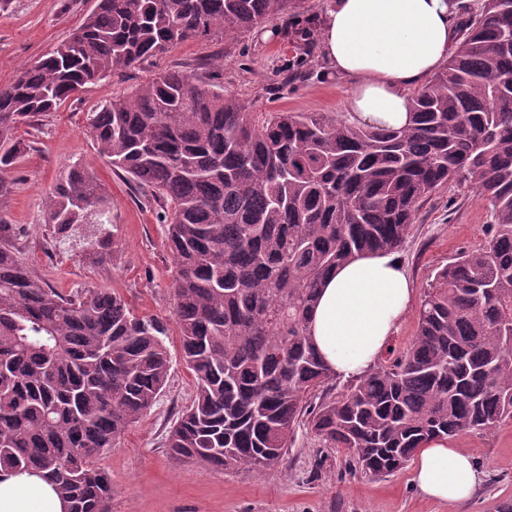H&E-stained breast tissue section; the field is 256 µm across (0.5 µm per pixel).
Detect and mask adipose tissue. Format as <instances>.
<instances>
[{
  "mask_svg": "<svg viewBox=\"0 0 512 512\" xmlns=\"http://www.w3.org/2000/svg\"><path fill=\"white\" fill-rule=\"evenodd\" d=\"M456 0H328L320 50L329 70L349 80L353 123L399 129L412 121V90L448 61L456 39ZM414 297L403 264L389 251L355 256L323 280L311 313L312 341L341 379L367 374L389 345ZM482 480L472 456L449 438L419 448L415 486L448 503L469 499ZM36 473L0 480V512H64Z\"/></svg>",
  "mask_w": 512,
  "mask_h": 512,
  "instance_id": "ef3b65f1",
  "label": "adipose tissue"
}]
</instances>
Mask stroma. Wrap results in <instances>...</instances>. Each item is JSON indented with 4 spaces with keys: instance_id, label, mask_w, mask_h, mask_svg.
<instances>
[{
    "instance_id": "obj_1",
    "label": "stroma",
    "mask_w": 512,
    "mask_h": 512,
    "mask_svg": "<svg viewBox=\"0 0 512 512\" xmlns=\"http://www.w3.org/2000/svg\"><path fill=\"white\" fill-rule=\"evenodd\" d=\"M93 0H6L0 7V87L16 72L66 40ZM326 0H290L286 14L251 32L188 40L122 75L87 85L80 101L65 103L18 135L30 149L17 164L16 189L6 206L20 234L27 265L62 293L95 288L120 294L133 311L168 326V383L154 407L127 428L99 459L112 478L109 512H496L512 501V421L489 432L457 436L484 473L472 498L448 505L423 495L411 468L383 477L360 472L344 449L320 447L297 428L282 463L256 473L206 469L169 454L168 432L193 398L196 379L185 365L172 308L173 258L160 203L145 197L101 157L86 129V114L115 96H128L157 72L198 70L200 77L244 101L253 112L345 114L346 80L330 76L319 43L304 46L300 28L318 30ZM93 171L112 200L114 252L86 259L88 228L65 243L42 248L49 231L43 195L72 164ZM485 204L470 189L447 186L420 210L397 256L416 297L438 267L487 242Z\"/></svg>"
}]
</instances>
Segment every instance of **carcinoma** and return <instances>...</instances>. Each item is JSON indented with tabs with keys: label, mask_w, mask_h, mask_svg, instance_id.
<instances>
[{
	"label": "carcinoma",
	"mask_w": 512,
	"mask_h": 512,
	"mask_svg": "<svg viewBox=\"0 0 512 512\" xmlns=\"http://www.w3.org/2000/svg\"><path fill=\"white\" fill-rule=\"evenodd\" d=\"M288 0H95L53 52L0 87V474L36 471L68 512H108L100 456L146 414L170 371L167 328L114 292L62 294L22 257L1 209L29 150L20 125L189 39L242 34ZM412 125L360 127L329 112H249L193 71L165 70L87 113L98 153L163 203L183 359L196 377L167 448L253 472L305 426L362 470L390 475L436 437L512 420V0H483ZM479 192L488 244L440 267L407 351L347 392L311 340L321 281L357 253L400 249L445 186ZM53 239L110 202L73 164L42 199Z\"/></svg>",
	"instance_id": "1"
}]
</instances>
